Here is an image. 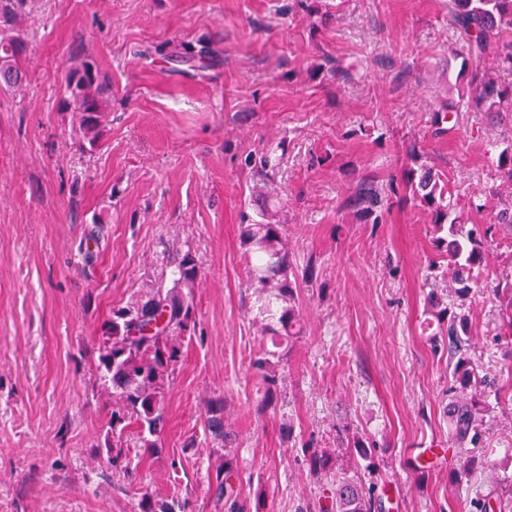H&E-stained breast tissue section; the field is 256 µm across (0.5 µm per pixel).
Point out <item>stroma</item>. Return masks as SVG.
I'll list each match as a JSON object with an SVG mask.
<instances>
[{
	"mask_svg": "<svg viewBox=\"0 0 512 512\" xmlns=\"http://www.w3.org/2000/svg\"><path fill=\"white\" fill-rule=\"evenodd\" d=\"M13 31L26 50L23 84L0 89V512H132L137 486L224 512L208 474L228 451L246 512H320L307 457L350 468L351 435L374 449L390 512H470L478 493L512 512V227L495 221L512 186L489 149L512 145V127L481 112L431 125L464 91L448 0H27ZM170 42L219 55L157 54ZM86 61L107 88L93 144L63 93ZM267 152L265 177L251 161ZM423 165L465 223L491 225L482 276L501 293L459 298L432 279L430 216L401 185ZM366 179L400 185L376 224L349 201ZM264 219L294 266H314L292 282L300 333L287 340L260 334L248 281L240 227ZM187 253L196 329L165 381L159 448L131 426L120 438L132 485L106 462L101 326L170 289ZM444 306L468 317L464 385L435 346ZM462 398L476 447L452 434ZM469 456L471 482L453 483Z\"/></svg>",
	"mask_w": 512,
	"mask_h": 512,
	"instance_id": "obj_1",
	"label": "stroma"
}]
</instances>
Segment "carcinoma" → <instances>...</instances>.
<instances>
[{
	"instance_id": "carcinoma-1",
	"label": "carcinoma",
	"mask_w": 512,
	"mask_h": 512,
	"mask_svg": "<svg viewBox=\"0 0 512 512\" xmlns=\"http://www.w3.org/2000/svg\"><path fill=\"white\" fill-rule=\"evenodd\" d=\"M25 3L26 0H0V25L12 23ZM448 21L464 61L458 78L468 85L466 109L485 112L498 122H512V86L498 83L489 71L480 69V64L488 60L498 71H512V0H448ZM24 50V41L19 36L0 39V88L22 83L24 74L18 58ZM66 92L69 104L80 114L79 129L83 137L95 143L105 112L104 87L97 69L85 62L71 71ZM496 171L504 182L512 185V149L507 147L499 153ZM405 179L419 202L430 211L434 245L448 258L455 292L465 296L473 288L486 287L475 270L485 263L491 228L463 224L454 215L447 191L432 169H409ZM352 202L364 216L370 217L383 206V197L371 180L354 189ZM242 239L247 246L250 286L264 299L263 312L276 320V324L266 325L265 331L272 336L287 333L298 318V310L290 280L296 271L289 260L282 225L269 221L247 224ZM177 275L174 286L167 292L156 291L130 306L112 311V319L101 326L97 370L101 387L112 394L117 406L109 420L110 432L115 435L117 430L134 425L146 448H157L165 431L164 376L181 356L180 347L169 333L176 330L187 333L194 323L193 288L197 269L191 256L183 258ZM464 320L463 314L446 319L442 342L450 344L452 351L460 347L459 327ZM451 427L458 443L479 444L475 409L467 401L455 404ZM347 453L352 458L351 475L333 472L331 458L324 452L309 456L310 472L328 478L331 485L327 512H380L384 489L372 478V450L357 441ZM236 475L233 458L228 454L224 455V466L208 475L214 482L217 502L224 504L227 512L244 510L231 482ZM179 509L181 505L159 503L147 493L140 494L138 500V512Z\"/></svg>"
}]
</instances>
